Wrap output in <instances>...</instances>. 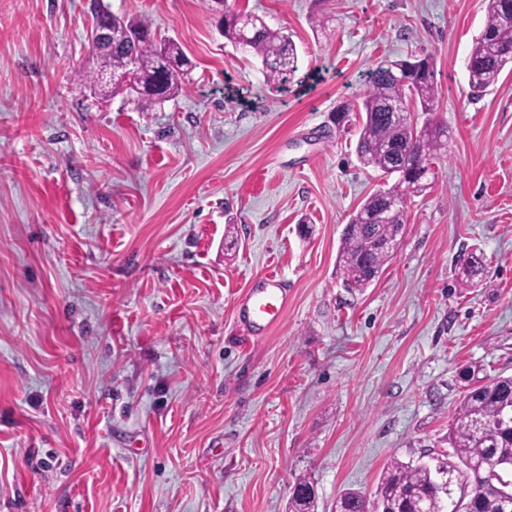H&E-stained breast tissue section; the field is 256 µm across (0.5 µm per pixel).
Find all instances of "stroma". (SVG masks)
<instances>
[{
  "label": "stroma",
  "mask_w": 512,
  "mask_h": 512,
  "mask_svg": "<svg viewBox=\"0 0 512 512\" xmlns=\"http://www.w3.org/2000/svg\"><path fill=\"white\" fill-rule=\"evenodd\" d=\"M193 64L149 111L93 95L92 0H0V512H334L394 459L438 467L463 367L512 375V70L480 96L483 0H228L290 34L268 81L201 0H108ZM433 57L431 187L371 286H342L356 104L383 59ZM484 255L477 287L460 257ZM292 301L252 337L265 271ZM289 301L288 288L281 277L267 272L253 278L237 299L236 320L249 336H260L280 322Z\"/></svg>",
  "instance_id": "1"
}]
</instances>
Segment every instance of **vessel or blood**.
Masks as SVG:
<instances>
[{
	"instance_id": "b4317fda",
	"label": "vessel or blood",
	"mask_w": 512,
	"mask_h": 512,
	"mask_svg": "<svg viewBox=\"0 0 512 512\" xmlns=\"http://www.w3.org/2000/svg\"><path fill=\"white\" fill-rule=\"evenodd\" d=\"M290 298L281 277L273 272L253 278L235 303L237 322L249 335L259 336L274 328Z\"/></svg>"
}]
</instances>
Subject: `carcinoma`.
<instances>
[{"mask_svg": "<svg viewBox=\"0 0 512 512\" xmlns=\"http://www.w3.org/2000/svg\"><path fill=\"white\" fill-rule=\"evenodd\" d=\"M486 23L475 40L466 69L474 93L495 86L503 70L512 65V0H484ZM211 12L223 10L218 19L224 38L261 59L268 78L285 83L298 70V55L290 36L270 28L259 16L220 8L215 0H204ZM126 26L137 32L133 44L114 45L95 57V68L83 79L99 86L104 71H134L141 109L164 103L183 88L192 69L181 46L153 29L145 19H126ZM406 98L423 112L433 111L437 98L434 61L431 57L411 60H383L371 72L369 88L359 111L365 120L356 142V156L365 168L380 171L394 179L370 195L345 225L340 250L344 271L343 285L353 291L368 287L379 278L394 253L383 241H402L406 224L407 200L419 196L432 173L429 161L441 150L444 127L427 120L393 122L390 107ZM482 257L471 252L462 258L461 280L470 285ZM462 377L468 381L467 394L453 417L448 439L451 456L459 465L431 470L392 460L381 474L373 499L358 492H346L336 500V512H417L425 506L430 512H448L446 503H455L456 512H507L512 508V376L489 380L469 367ZM464 468L459 496L435 474Z\"/></svg>", "mask_w": 512, "mask_h": 512, "instance_id": "cac0c4a2", "label": "carcinoma"}]
</instances>
